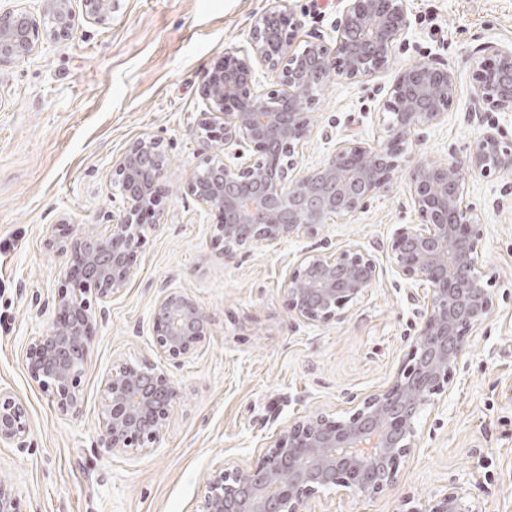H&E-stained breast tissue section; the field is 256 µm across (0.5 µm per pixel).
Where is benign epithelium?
Listing matches in <instances>:
<instances>
[{
    "mask_svg": "<svg viewBox=\"0 0 512 512\" xmlns=\"http://www.w3.org/2000/svg\"><path fill=\"white\" fill-rule=\"evenodd\" d=\"M336 37L313 38L300 52L295 28L285 22L281 0H270L254 21L246 58H225L209 72L200 94L209 111L202 129L224 140V156L208 157L188 181L187 192L216 211L224 263L258 246L278 248L293 237L316 235L334 219L346 220L387 192L411 138L441 123L458 93L449 67L427 59L401 68L382 102L389 115L386 141L341 142L318 166L299 171L295 149L310 133L316 93L341 77L359 82L376 76L409 27L405 0H343ZM86 18L103 22L112 0H83ZM75 22L70 0H43L42 14H0V59L26 60L45 38L64 39ZM473 112H512V47L477 49ZM276 86L253 91L254 64ZM252 144L258 158L243 160L237 147ZM168 167L162 143L134 141L115 161V183L124 206L112 213L108 233L75 234L56 225L54 243L71 254L68 290L55 300L51 325L32 344L28 369L58 407L76 408L96 309L122 292L134 274L132 257L144 224L155 217ZM482 178L512 173V139L496 127L484 130L465 153L441 163H416L407 193L421 220L400 228L390 247L398 276L428 288L407 357L391 382L358 400L345 416L318 413L290 424L270 442L254 466L218 465L208 474L202 512H307L323 490H349L371 498L394 488L398 462L415 447L418 425L435 396L451 388L466 365L468 333L489 315L492 277L482 264L480 229L468 203L462 172ZM370 251L351 243L339 252L303 257L288 276V303L302 322L320 326L341 319L376 281ZM156 347L181 363L209 333V319L189 296L164 288L153 309ZM101 447L112 453L143 448L163 434L181 390L153 363H124L104 382ZM30 424L24 403L0 390V445L26 446ZM402 512H478L469 486L452 483L422 501L408 498Z\"/></svg>",
    "mask_w": 512,
    "mask_h": 512,
    "instance_id": "1",
    "label": "benign epithelium"
}]
</instances>
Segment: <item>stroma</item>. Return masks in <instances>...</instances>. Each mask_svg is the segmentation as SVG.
<instances>
[{"label": "stroma", "instance_id": "35a3bbf8", "mask_svg": "<svg viewBox=\"0 0 512 512\" xmlns=\"http://www.w3.org/2000/svg\"><path fill=\"white\" fill-rule=\"evenodd\" d=\"M410 28L378 76L335 79L311 107L313 130L298 168L321 163L338 142L383 141L380 110L398 70L429 57L455 71L457 98L443 123L405 148L388 192L354 218L326 224L277 250L256 247L224 261L215 213L186 183L223 143L201 130L206 75L224 55L243 57L266 0H114L97 23L78 17L70 37L43 42L27 61L0 62V389L24 402L27 447L0 446V482L18 512H200L208 473L257 464L288 423L343 416L352 397L386 387L408 353L417 318L388 247L417 223L406 192L415 162L464 153L495 125L512 138V112L470 109L471 55L512 46V0H405ZM298 40L334 37L340 0H283ZM158 139L168 154L156 224L134 252L135 274L109 303L88 341L76 410L62 412L32 379L26 353L55 317L67 260L54 225L109 230L121 207L113 163L135 140ZM483 232L484 267L495 279L487 318L469 336L465 369L439 407L424 414L416 448L399 462L395 489L373 498L333 491L309 512H399L453 482L474 487L482 512H512V180L464 175ZM364 245L378 280L340 321L306 325L288 306L287 279L303 254ZM194 299L209 333L176 363L156 348L152 311L161 287ZM167 368L182 391L158 441L124 453L101 446L104 381L117 364Z\"/></svg>", "mask_w": 512, "mask_h": 512}]
</instances>
